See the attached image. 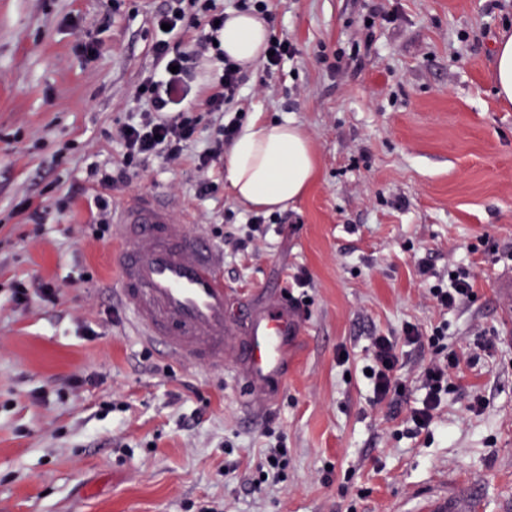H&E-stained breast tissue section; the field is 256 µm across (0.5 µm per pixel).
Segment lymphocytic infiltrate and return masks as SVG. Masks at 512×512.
<instances>
[{
	"mask_svg": "<svg viewBox=\"0 0 512 512\" xmlns=\"http://www.w3.org/2000/svg\"><path fill=\"white\" fill-rule=\"evenodd\" d=\"M224 18L214 0H165L154 17L160 31L151 46L159 68L141 81L140 89L135 93L136 99L146 101L148 107L117 129L122 154L115 171L93 165L87 169L88 177L96 179L102 187L112 188L129 182L150 158L177 162L185 149L198 140L201 123L195 107L186 102L188 92L182 79L194 76L199 65L206 62L212 66L209 82L214 91L205 99L204 105L207 112L218 115L220 121L215 124L206 147L196 156V167L204 174L197 193L206 197L215 191L217 184L208 173L220 161L225 147L234 141L245 117L241 111L232 116L227 113L228 105L237 101L240 94L243 67L224 53L221 44ZM188 23L202 28L203 36L191 53L172 52V34L183 31ZM454 273V278L448 282H439L429 288L439 310L463 307L474 293L472 267L460 265L455 267ZM445 330V325L441 324L427 334L412 323L406 324L403 330L407 344L428 347L432 354L430 362L421 371L425 391L422 405L410 409L407 416L417 434L429 430L438 415L442 398L448 392V383L455 378L459 367L458 355L450 352L444 342ZM366 367L370 371L367 381L374 402L385 401L394 410H401L410 389L401 375L396 342L388 336L374 337Z\"/></svg>",
	"mask_w": 512,
	"mask_h": 512,
	"instance_id": "f902f5d3",
	"label": "lymphocytic infiltrate"
}]
</instances>
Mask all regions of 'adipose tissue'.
<instances>
[{"label": "adipose tissue", "mask_w": 512, "mask_h": 512, "mask_svg": "<svg viewBox=\"0 0 512 512\" xmlns=\"http://www.w3.org/2000/svg\"><path fill=\"white\" fill-rule=\"evenodd\" d=\"M268 37L259 16L230 12L224 22V51L244 66L260 58ZM226 178L238 201L266 212L284 209L310 187L315 173L312 146L290 120L248 122L230 147Z\"/></svg>", "instance_id": "ef3b65f1"}]
</instances>
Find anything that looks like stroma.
<instances>
[{
    "mask_svg": "<svg viewBox=\"0 0 512 512\" xmlns=\"http://www.w3.org/2000/svg\"><path fill=\"white\" fill-rule=\"evenodd\" d=\"M161 5L0 0V512H417L431 490L512 512V104L490 80L512 0H271L272 33L298 52L246 70L240 105L294 121L316 174L257 247L223 238L252 215L225 177L196 192L210 114L178 162L151 159L112 190L116 206L158 194L190 212L224 254L233 326L308 271L288 380L258 412L230 373L136 334L115 297L117 237L80 238L88 202L67 196L75 168L119 158L112 134L140 108ZM82 42L97 54L79 57ZM463 261L477 265L475 298L440 312L418 267L444 280ZM76 267L86 281L67 287ZM442 321L462 373L416 436L373 404L362 367L372 337H393L417 402L431 354L403 327ZM271 431L288 467L258 487Z\"/></svg>",
    "mask_w": 512,
    "mask_h": 512,
    "instance_id": "35a3bbf8",
    "label": "stroma"
}]
</instances>
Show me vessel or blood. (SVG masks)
I'll return each instance as SVG.
<instances>
[{
	"instance_id": "vessel-or-blood-1",
	"label": "vessel or blood",
	"mask_w": 512,
	"mask_h": 512,
	"mask_svg": "<svg viewBox=\"0 0 512 512\" xmlns=\"http://www.w3.org/2000/svg\"><path fill=\"white\" fill-rule=\"evenodd\" d=\"M121 229L118 299L138 335L163 345L177 363L224 369L239 378L248 407L268 403L288 380V347L299 317L285 304L249 314L243 334L226 317L218 250L188 228L158 195H139L112 213ZM421 512H465L447 494L431 491Z\"/></svg>"
}]
</instances>
